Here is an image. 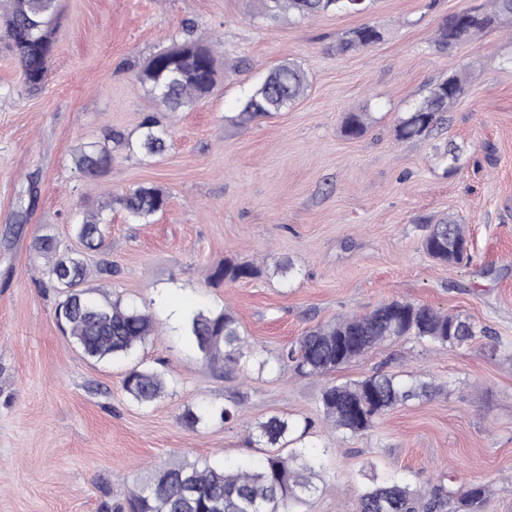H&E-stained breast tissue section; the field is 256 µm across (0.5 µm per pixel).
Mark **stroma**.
<instances>
[{
    "label": "stroma",
    "mask_w": 512,
    "mask_h": 512,
    "mask_svg": "<svg viewBox=\"0 0 512 512\" xmlns=\"http://www.w3.org/2000/svg\"><path fill=\"white\" fill-rule=\"evenodd\" d=\"M481 2L373 0L362 15L269 21L255 0H61L48 81L35 95L0 42V512H105L104 501L123 500L130 480L172 457L255 459L263 450L245 428L275 414L312 419L305 442L326 452L323 491L306 512H355L369 476L394 471L425 487L454 475L484 483L487 512H512V28L450 53L433 45L446 16ZM367 22L383 40L337 54ZM188 28L199 39L223 36L215 91L191 110L161 113L165 154H118L101 186L169 194L149 224L113 211L104 243L121 270L113 292L153 315L136 361L177 382L144 407L122 391L124 366L84 359L61 333L57 293L40 283L30 245L50 233L76 247L73 214L98 189L72 153L109 128L138 134L156 106L133 67ZM284 60L308 71L305 97L248 126L230 123L243 94ZM455 71L468 87L445 123L396 141L403 113ZM352 112L369 115L358 139L342 132ZM445 214L464 224L470 262L423 253L425 220ZM227 259L264 273L206 285L202 268ZM286 259L298 270L287 285L271 269ZM392 299L471 317L489 334L462 349L384 344L333 377L411 372L443 384L431 398L346 438L318 412L324 378L253 368L234 423L181 422L186 406L230 403L238 387L203 366L181 333L187 314L229 308L272 359L307 329Z\"/></svg>",
    "instance_id": "35a3bbf8"
}]
</instances>
